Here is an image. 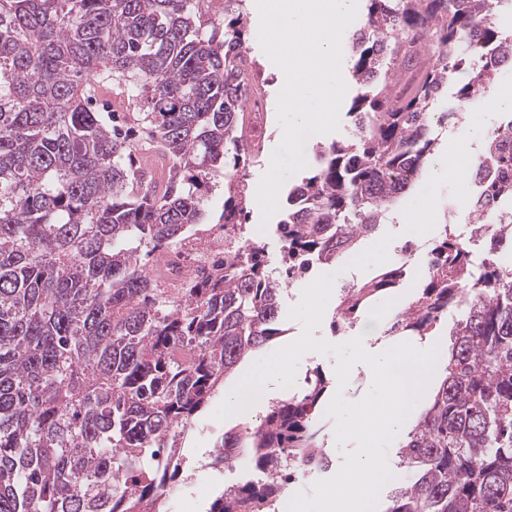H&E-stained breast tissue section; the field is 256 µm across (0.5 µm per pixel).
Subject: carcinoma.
Segmentation results:
<instances>
[{"label":"carcinoma","instance_id":"carcinoma-1","mask_svg":"<svg viewBox=\"0 0 512 512\" xmlns=\"http://www.w3.org/2000/svg\"><path fill=\"white\" fill-rule=\"evenodd\" d=\"M244 0L217 26L196 0H0V512H163L182 469L180 430L279 327L296 266H332L374 232L434 154L430 124L453 76L461 110L483 101L512 63V0H369L351 47L350 137L317 152L277 225L280 271L242 218L250 188L236 78L248 33ZM395 84L398 90L390 88ZM116 84L168 169L141 185L129 134L92 108ZM512 169L486 148L478 168ZM224 179V261L175 293L158 257L201 232L211 184ZM467 200L471 232L512 201L490 178ZM421 293L387 333L423 336L448 309L445 376L400 447L411 481L387 512H512V270L472 268L468 238L429 246ZM402 268L343 289L337 324L393 288ZM320 369L262 422L224 434L276 483L220 491L208 512H264L298 474L326 469L317 407Z\"/></svg>","mask_w":512,"mask_h":512}]
</instances>
